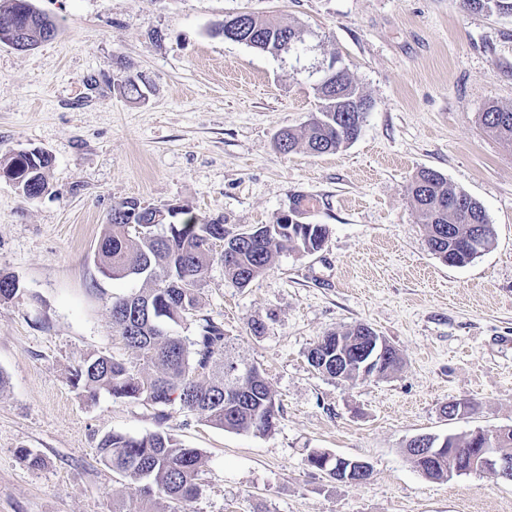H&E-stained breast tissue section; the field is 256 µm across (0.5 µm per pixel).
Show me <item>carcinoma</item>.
<instances>
[{
  "mask_svg": "<svg viewBox=\"0 0 512 512\" xmlns=\"http://www.w3.org/2000/svg\"><path fill=\"white\" fill-rule=\"evenodd\" d=\"M464 9L488 15L512 16V0H462ZM39 12L31 0H0V33L5 30L51 38L56 24ZM230 31L249 47L271 54L288 55L298 50L299 33L252 13L237 14L215 26L216 35ZM117 90L131 102L145 98L143 76L124 75ZM317 110L300 130L285 129L275 136L276 148L284 153L304 146L315 156L332 154L356 141L372 100L363 93L346 69L323 73L314 85ZM481 124L499 140L512 144V107L489 105ZM49 156L16 155L0 164L3 171L26 172L23 195L34 200L47 189L45 171ZM419 222L426 230L429 250L443 262L469 263L488 250L494 241L482 204L448 184L439 172L420 169L407 186ZM152 211L137 200L112 207L95 254L99 271L112 280H135L140 287L113 298L112 331L134 354L125 362L107 355L90 356L71 370V383L89 397L104 390L115 398L143 401L161 407L159 429L141 437L114 432L99 447V460L118 475L144 483L145 498L137 507L112 501V512H167L161 500L186 502L198 494L197 476L201 453L188 448L166 429L169 414L164 408L179 404L211 426L231 431L270 432L279 407L260 367L224 336V327L200 313V293L208 270L215 263L224 276L243 288L263 275L275 256L286 252L312 253L328 237L325 224L306 227L281 217L273 224L231 230L222 219L190 216L182 223L150 224ZM143 225L137 231L135 225ZM456 225L455 236H443L442 228ZM237 241L232 252H217L216 242ZM20 290L19 281L0 273V301L11 300ZM194 325V335L183 336L179 328ZM364 325L322 337L308 353L314 361L320 352L336 349V340L357 347ZM483 430L448 438L446 447L462 452L479 447ZM414 466L434 480L448 479V454L428 466Z\"/></svg>",
  "mask_w": 512,
  "mask_h": 512,
  "instance_id": "obj_1",
  "label": "carcinoma"
}]
</instances>
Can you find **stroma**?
<instances>
[{
	"label": "stroma",
	"mask_w": 512,
	"mask_h": 512,
	"mask_svg": "<svg viewBox=\"0 0 512 512\" xmlns=\"http://www.w3.org/2000/svg\"><path fill=\"white\" fill-rule=\"evenodd\" d=\"M33 3L55 36L27 52L0 44V160L52 157L38 199L0 178V272L21 285L0 302V512H112L113 499L144 498L98 448L114 432L156 431L157 406L91 400L69 381L88 355L133 358L111 306L135 284L94 264L113 205L134 198L243 229L274 223L297 197L299 222L328 226L323 247L281 253L244 288L213 265L200 298L262 368L276 426L228 431L170 406L169 432L201 453L199 493L178 512H512V482L433 480L404 451L421 434L512 427V146L481 126L488 105H512V17L462 0ZM243 12L299 29L301 56L214 34ZM334 55L374 102L359 138L333 154L280 153L278 131L317 107L310 71ZM126 73L149 81L144 101L113 88ZM422 168L486 210L494 243L466 265L427 247L407 193ZM357 323L397 350L399 372L339 383L309 364L321 336ZM452 400L474 408L445 418ZM314 452L367 461L371 477L331 480L309 466Z\"/></svg>",
	"instance_id": "35a3bbf8"
}]
</instances>
